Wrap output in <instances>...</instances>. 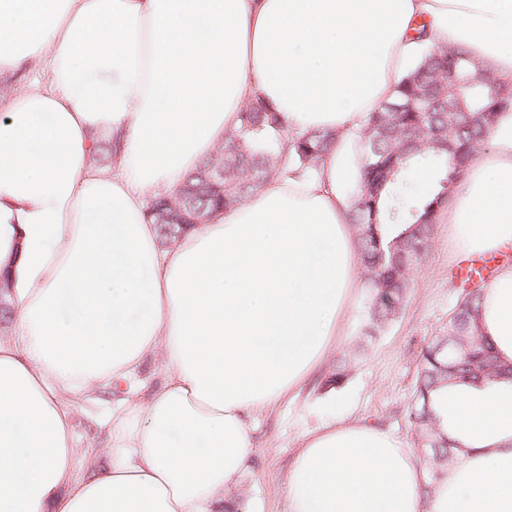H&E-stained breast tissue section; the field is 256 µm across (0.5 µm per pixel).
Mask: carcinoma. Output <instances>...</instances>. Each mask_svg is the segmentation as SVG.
Wrapping results in <instances>:
<instances>
[{"label":"carcinoma","instance_id":"cac0c4a2","mask_svg":"<svg viewBox=\"0 0 512 512\" xmlns=\"http://www.w3.org/2000/svg\"><path fill=\"white\" fill-rule=\"evenodd\" d=\"M450 58L480 76L483 85L468 95L441 93L427 101L418 99L416 91L445 80ZM493 86L504 84L488 66L462 50L432 47L401 80L394 96L366 115L355 139L358 166L349 208L363 266L362 288L369 299L358 347L381 335L401 314L417 264L434 239L435 208L447 203L450 189L464 179L470 158L500 113L512 110L510 93L494 111H486ZM337 141L338 133L321 129L292 137L280 113L252 103L241 112L238 130L225 135L224 145L203 166L175 193L152 201L150 221L156 224L162 214L176 208L183 213V223L191 225L200 215L241 203L249 191L288 168L296 173L318 169ZM217 166L224 168L221 191L207 181ZM418 168H428L434 176L426 195L410 188L411 174ZM481 294L479 287L468 292L448 321V332L433 338L422 352L412 415L433 481L451 460L453 448L437 436L428 406L430 393L449 380L504 372L475 330ZM347 372L348 360L336 362L323 386H341Z\"/></svg>","mask_w":512,"mask_h":512}]
</instances>
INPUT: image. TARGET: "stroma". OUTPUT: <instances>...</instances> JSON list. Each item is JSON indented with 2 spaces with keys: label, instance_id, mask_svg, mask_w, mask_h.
<instances>
[{
  "label": "stroma",
  "instance_id": "1",
  "mask_svg": "<svg viewBox=\"0 0 512 512\" xmlns=\"http://www.w3.org/2000/svg\"><path fill=\"white\" fill-rule=\"evenodd\" d=\"M447 235V225H438L401 314L362 351L357 340L367 319L368 301L364 291H357L343 335L325 361L330 368L340 358L349 360L348 376L335 398H328L315 378L297 397L259 418L257 474L246 483L243 496L258 499L263 512H283L282 482L288 464L303 436L328 421L360 418L420 450L421 438L410 409L422 352L434 337L446 333L460 293L448 260Z\"/></svg>",
  "mask_w": 512,
  "mask_h": 512
}]
</instances>
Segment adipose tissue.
<instances>
[{
  "label": "adipose tissue",
  "mask_w": 512,
  "mask_h": 512,
  "mask_svg": "<svg viewBox=\"0 0 512 512\" xmlns=\"http://www.w3.org/2000/svg\"><path fill=\"white\" fill-rule=\"evenodd\" d=\"M417 20L512 81V0H0V78L47 72L0 96V512H237L257 417L319 369L358 286L345 137L407 73ZM256 101L343 139L162 242L147 203ZM487 141L440 215L452 259L512 245V112ZM476 329L512 367V266ZM75 402L99 442L78 447ZM431 409L454 452L433 484L404 439L335 420L297 448L288 512H512V376Z\"/></svg>",
  "instance_id": "ef3b65f1"
}]
</instances>
